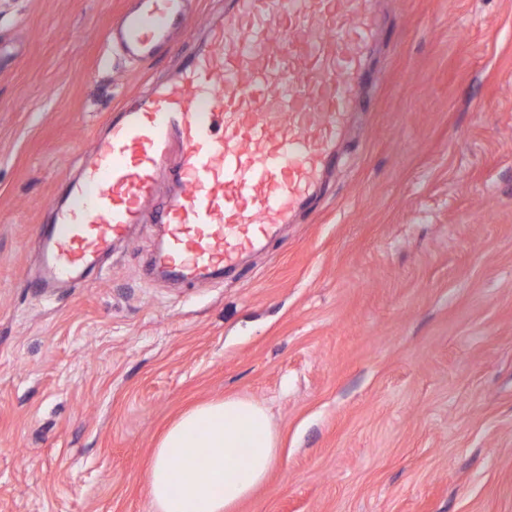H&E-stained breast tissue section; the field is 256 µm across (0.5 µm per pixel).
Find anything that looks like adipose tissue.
Masks as SVG:
<instances>
[{
    "label": "adipose tissue",
    "mask_w": 512,
    "mask_h": 512,
    "mask_svg": "<svg viewBox=\"0 0 512 512\" xmlns=\"http://www.w3.org/2000/svg\"><path fill=\"white\" fill-rule=\"evenodd\" d=\"M279 457L266 409L245 397L195 406L160 438L149 474L155 512H235Z\"/></svg>",
    "instance_id": "ef3b65f1"
}]
</instances>
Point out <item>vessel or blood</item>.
Segmentation results:
<instances>
[{"label":"vessel or blood","instance_id":"obj_1","mask_svg":"<svg viewBox=\"0 0 512 512\" xmlns=\"http://www.w3.org/2000/svg\"><path fill=\"white\" fill-rule=\"evenodd\" d=\"M121 18L134 56L148 58L187 28L185 0H139ZM207 43L170 81L125 110L96 139L71 186L94 195L58 210L40 238L42 292L96 268L143 223L160 193L171 140L175 179L157 223L156 268L192 281L236 267L275 234L336 158L376 36L374 0H234Z\"/></svg>","mask_w":512,"mask_h":512}]
</instances>
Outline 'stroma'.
I'll list each match as a JSON object with an SVG mask.
<instances>
[{
	"label": "stroma",
	"mask_w": 512,
	"mask_h": 512,
	"mask_svg": "<svg viewBox=\"0 0 512 512\" xmlns=\"http://www.w3.org/2000/svg\"><path fill=\"white\" fill-rule=\"evenodd\" d=\"M131 0H0V512H153L166 428L262 404L280 458L237 512H512V0H381L371 77L309 203L221 279L157 276L139 225L34 296V239L165 52Z\"/></svg>",
	"instance_id": "stroma-1"
}]
</instances>
